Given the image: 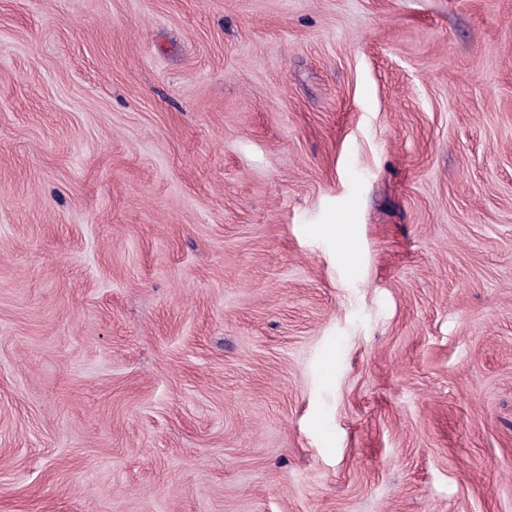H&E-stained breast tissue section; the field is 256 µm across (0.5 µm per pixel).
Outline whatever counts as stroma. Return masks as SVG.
<instances>
[{
    "instance_id": "35a3bbf8",
    "label": "stroma",
    "mask_w": 512,
    "mask_h": 512,
    "mask_svg": "<svg viewBox=\"0 0 512 512\" xmlns=\"http://www.w3.org/2000/svg\"><path fill=\"white\" fill-rule=\"evenodd\" d=\"M0 512H512V0H0Z\"/></svg>"
}]
</instances>
